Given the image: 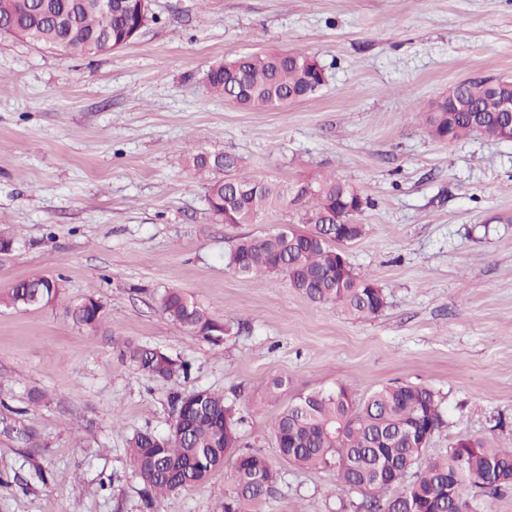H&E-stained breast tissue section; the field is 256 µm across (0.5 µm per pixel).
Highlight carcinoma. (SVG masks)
<instances>
[{"instance_id":"cac0c4a2","label":"carcinoma","mask_w":512,"mask_h":512,"mask_svg":"<svg viewBox=\"0 0 512 512\" xmlns=\"http://www.w3.org/2000/svg\"><path fill=\"white\" fill-rule=\"evenodd\" d=\"M13 22L26 40L48 48L62 43L71 55L104 51L101 36L112 31V42L127 17L116 11L110 21L95 10L93 0H24L11 8ZM311 56L272 51L224 60L210 69L213 95L233 99L246 109H279L313 98L323 87ZM501 94L482 80L456 86L455 98L428 103L425 123L429 135L443 143L480 134L499 141L506 113ZM199 174L212 173L207 201L226 224H256L269 211L297 199L304 228L287 226L263 236L239 239L228 254L227 266L247 278L283 276L296 291L318 303L332 302L357 318L372 317L386 306V296L370 277L336 268V255L363 235V225L350 224L339 234L336 216L344 205L360 197L351 184L334 177L285 184L241 175L219 176L233 170L231 154L196 153L189 157ZM61 294L55 280L29 277L17 281L1 303L35 307L55 302ZM161 310L181 328L207 335L220 320L178 290L161 297ZM66 316L77 326L94 330L103 319V306L92 295L68 305ZM123 356L146 377L170 380L188 376V365L168 353L128 343ZM172 415L179 427L164 435L151 430L128 439L127 455L134 475L150 499L204 483L216 470L230 466L234 494L224 500L222 512H248V506L274 496L278 474L263 456L238 451L239 427L244 422L236 403L224 394L197 389L173 398ZM443 425L441 400L432 389L408 383H389L361 401L339 386L331 391L301 394L277 416L273 433L280 454L302 468L333 469L338 491L358 493L366 512H408V508L447 506L454 497L457 512H470L462 493L464 483L484 490L512 488V446L495 447L483 439L456 442L448 454L424 458L414 447L412 434L436 432ZM0 433L27 443L29 428L0 420ZM412 481L397 494L389 490L407 478Z\"/></svg>"}]
</instances>
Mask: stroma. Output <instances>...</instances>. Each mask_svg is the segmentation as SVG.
Here are the masks:
<instances>
[{"label":"stroma","mask_w":512,"mask_h":512,"mask_svg":"<svg viewBox=\"0 0 512 512\" xmlns=\"http://www.w3.org/2000/svg\"><path fill=\"white\" fill-rule=\"evenodd\" d=\"M151 12L114 52L0 35V237L13 242L0 293L34 276L63 287L49 306H0V418L36 434L0 436V512H220L229 469L151 504L126 453L136 432L166 433L172 397L199 388L235 401L241 450L282 476L256 512H336L335 471L289 463L275 442L301 394L420 384L444 419L425 457L462 438L512 445V141L442 143L421 116L459 82L512 79V0H151ZM273 49L324 67L314 98L259 111L211 93L213 66ZM196 151L234 155L258 178L355 186L365 232L345 252L384 310L357 319L284 277L235 274L237 238L298 214L225 224L186 163ZM171 289L223 321V341L167 319ZM88 295L104 306L93 331L64 312ZM127 341L187 361L190 377L143 376ZM276 376L289 384L273 403Z\"/></svg>","instance_id":"stroma-1"}]
</instances>
